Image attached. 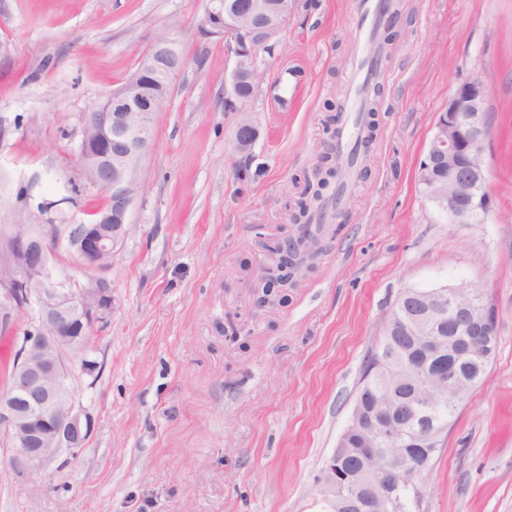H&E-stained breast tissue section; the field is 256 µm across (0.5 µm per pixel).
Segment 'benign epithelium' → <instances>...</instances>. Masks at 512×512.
I'll list each match as a JSON object with an SVG mask.
<instances>
[{"label":"benign epithelium","instance_id":"benign-epithelium-1","mask_svg":"<svg viewBox=\"0 0 512 512\" xmlns=\"http://www.w3.org/2000/svg\"><path fill=\"white\" fill-rule=\"evenodd\" d=\"M229 5L215 0L198 28L202 36L222 35L229 43L234 65L224 81V101L242 113L241 85L254 79L242 66L257 49L279 33L286 12L275 11L265 0H239L238 15L255 25L233 29L224 12ZM185 59L178 42L156 40L138 60L134 71L82 117L77 147L86 179L106 198L91 221L79 224H30L12 232L0 247V324L9 325L13 313L37 311L27 334L15 337L18 368L7 397L0 400V440L12 449L11 463L32 474L43 473L62 454L77 455L94 433L96 419L75 392L65 395L63 381L94 377L100 369L88 352L74 355L69 335L86 336L106 328L116 299L111 282L90 276L83 282L53 273L57 249L77 254L97 271L112 266L132 230L131 207L139 189L142 159L150 147L149 129L156 112L136 103L148 84L163 85L183 70ZM491 86L474 77L456 87L441 111L418 173L428 184L434 202L452 224H471L474 215L491 210L486 184V142L493 133L488 119ZM259 130L249 120H237L234 141L251 144ZM281 269L297 276L301 266L284 251L283 242L271 247ZM396 333L395 343L409 351L416 341L425 344L435 360L422 379L425 393L399 398L391 409L355 401L349 422L322 468L320 494L333 512H399L398 490L422 485L405 479L397 463L385 467L373 480L336 493L343 480L342 464L359 454L378 458L383 447L403 445L426 450L442 428L428 424L433 397L460 404L471 389L458 360L474 352L487 360L497 337L494 309L482 292L468 282L420 293L404 289L384 319V335Z\"/></svg>","mask_w":512,"mask_h":512}]
</instances>
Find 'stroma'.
I'll return each mask as SVG.
<instances>
[{"label":"stroma","mask_w":512,"mask_h":512,"mask_svg":"<svg viewBox=\"0 0 512 512\" xmlns=\"http://www.w3.org/2000/svg\"><path fill=\"white\" fill-rule=\"evenodd\" d=\"M358 0H292L237 153L233 67L198 27L210 0H0V227L90 220L103 197L77 157L80 118L161 37L185 67L154 126L134 225L105 276L117 309L76 379L97 419L77 458L30 490L0 446V512H322V464L363 363L406 288L468 282L496 313L487 378L441 436L420 512H512V0H401L378 73L368 175L325 222L326 250L286 303L257 304L265 243L292 234L306 178L336 153ZM491 85V212L452 224L416 174L454 87ZM295 97L285 101L282 78Z\"/></svg>","instance_id":"stroma-1"}]
</instances>
